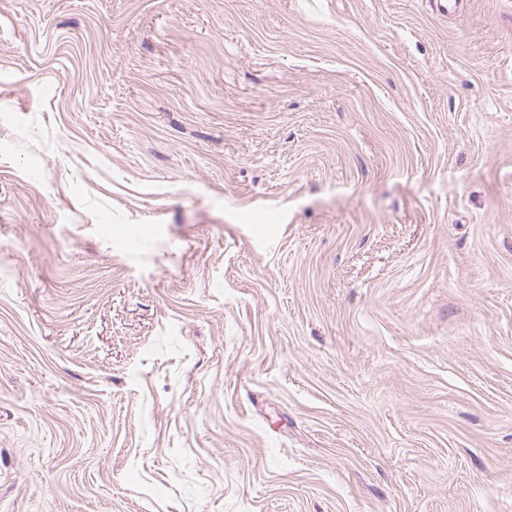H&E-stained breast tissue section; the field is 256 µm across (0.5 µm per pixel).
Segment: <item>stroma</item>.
I'll list each match as a JSON object with an SVG mask.
<instances>
[{
	"mask_svg": "<svg viewBox=\"0 0 512 512\" xmlns=\"http://www.w3.org/2000/svg\"><path fill=\"white\" fill-rule=\"evenodd\" d=\"M0 512H512V0H0Z\"/></svg>",
	"mask_w": 512,
	"mask_h": 512,
	"instance_id": "35a3bbf8",
	"label": "stroma"
}]
</instances>
